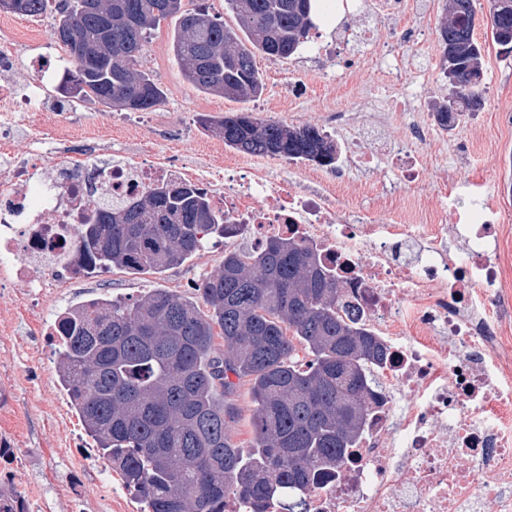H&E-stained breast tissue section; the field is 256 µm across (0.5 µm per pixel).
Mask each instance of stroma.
Listing matches in <instances>:
<instances>
[{"label":"stroma","instance_id":"obj_1","mask_svg":"<svg viewBox=\"0 0 512 512\" xmlns=\"http://www.w3.org/2000/svg\"><path fill=\"white\" fill-rule=\"evenodd\" d=\"M444 8L445 0H410L405 14L378 24L359 59L345 71H337L330 57L314 50L287 60L257 55L265 87L249 101L202 93L184 80L170 51L179 22L170 18L153 32L142 60L143 69L164 91L161 104L144 120L131 122L128 112L92 100L65 105L54 81L46 86L50 103L28 113L27 119L40 135L52 139L58 157L100 152L132 162L151 150L190 168L220 170L234 151L201 125V117L217 118L245 108L290 126L321 128L327 116L339 112L358 128L369 122L371 104L394 103L399 110L387 133L392 144H406L423 159L419 184L403 178L391 155L365 166L326 169L314 177L301 163L275 165L271 173L301 190L332 186L337 207L360 220L406 224L429 211L443 246L455 254L461 245L456 226L463 223L466 207L456 194L457 185L483 194L512 226V202L503 203L496 192L502 160L512 157V127L501 122L503 114H512V52L487 45V92L481 111L466 115L452 130L433 127L426 141L416 140L411 123L430 125L433 102L445 91L437 44ZM0 32L15 44L37 46L39 53L65 56L55 35L54 13H0ZM225 247L223 240H211L185 263L162 274L114 268L65 280L35 309L20 296L0 293V377L6 379L0 388V443L16 457L0 488L36 490L35 512H140L141 502L120 474L95 458V444L59 380L57 362L43 361L42 329L71 306L96 297L136 299L156 288L193 295L194 285L220 270ZM87 451L91 460L74 468V456Z\"/></svg>","mask_w":512,"mask_h":512}]
</instances>
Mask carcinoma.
<instances>
[{"mask_svg":"<svg viewBox=\"0 0 512 512\" xmlns=\"http://www.w3.org/2000/svg\"><path fill=\"white\" fill-rule=\"evenodd\" d=\"M490 33L512 50V0H492ZM325 0H224L239 29L205 3L60 0L55 33L68 53L61 87L70 98L149 112L164 91L141 69L152 32L175 17L171 47L197 90L248 99L264 89L256 53L288 59L311 43ZM52 0H0V11L45 14ZM476 0H446L438 25L442 70L455 91L434 102L438 124L485 104L484 45ZM205 125L248 154L333 166L336 142L313 126L263 120L247 110ZM199 189L172 182L132 203L96 206L82 225L86 268L161 274L213 238L237 235ZM195 299L157 288L135 300L82 302L59 317V369L99 457L121 473L143 512H309L308 495L336 476L359 440L376 397L372 369L384 345L346 299L315 248L272 237L258 251L224 252ZM220 329L224 348L213 346ZM254 405L253 445L232 441L242 380Z\"/></svg>","mask_w":512,"mask_h":512,"instance_id":"obj_1","label":"carcinoma"}]
</instances>
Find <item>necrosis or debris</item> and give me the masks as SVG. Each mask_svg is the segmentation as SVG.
<instances>
[{"label":"necrosis or debris","instance_id":"1","mask_svg":"<svg viewBox=\"0 0 512 512\" xmlns=\"http://www.w3.org/2000/svg\"><path fill=\"white\" fill-rule=\"evenodd\" d=\"M23 63L37 74L25 87L9 77ZM58 70L57 58L0 50V273L13 291L37 296L79 277V228L101 199L192 184L245 225L252 247L273 236L312 243L388 347L363 436L310 492L309 512H512V274L484 198L467 194L465 249L453 258L435 225L355 223L330 192L272 180L259 155L191 174L166 159L104 165L88 153L39 169L10 146Z\"/></svg>","mask_w":512,"mask_h":512}]
</instances>
